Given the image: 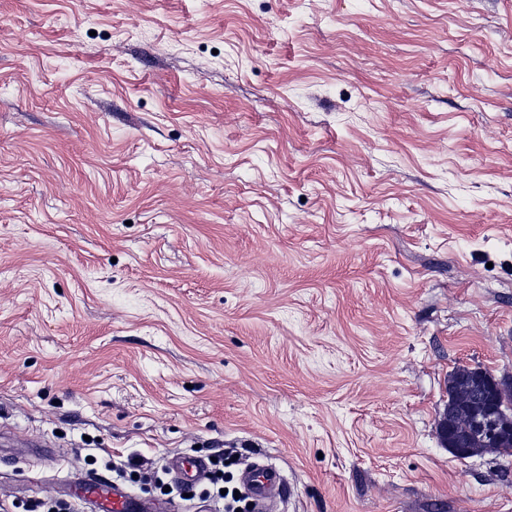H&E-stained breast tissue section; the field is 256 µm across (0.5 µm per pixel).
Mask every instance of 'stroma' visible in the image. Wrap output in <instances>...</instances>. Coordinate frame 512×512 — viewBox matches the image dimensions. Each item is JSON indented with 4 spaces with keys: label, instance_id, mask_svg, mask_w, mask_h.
Returning <instances> with one entry per match:
<instances>
[{
    "label": "stroma",
    "instance_id": "35a3bbf8",
    "mask_svg": "<svg viewBox=\"0 0 512 512\" xmlns=\"http://www.w3.org/2000/svg\"><path fill=\"white\" fill-rule=\"evenodd\" d=\"M512 0H0V504L256 460L278 512H512ZM458 366L449 375L448 382L451 383V391L453 395L455 417L459 423L465 424L472 419L473 409L471 402L473 399V380L470 376L456 373ZM466 367L485 374L489 379L486 393L484 395L480 394V399L486 401L488 410L482 417L474 421L473 427L480 431L490 442L500 440L512 430V407L506 402H498L496 397V388L501 389L503 381L498 380L490 372L480 367ZM438 430L444 445L446 447L448 446V451L461 461L469 459L474 455L473 448H495L491 443L486 442L483 437L476 435L472 437L471 441L473 448L462 447L461 443L454 439L450 434L451 430L449 428L448 409L446 410V413L442 419L439 421ZM207 461L190 455L176 458L170 467L172 478L182 487L190 489L202 481L207 473Z\"/></svg>",
    "mask_w": 512,
    "mask_h": 512
}]
</instances>
